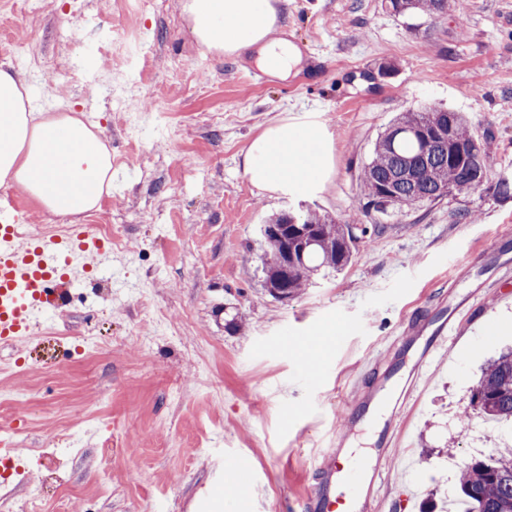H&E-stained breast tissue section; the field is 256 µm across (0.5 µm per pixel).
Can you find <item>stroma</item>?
<instances>
[{"label": "stroma", "mask_w": 512, "mask_h": 512, "mask_svg": "<svg viewBox=\"0 0 512 512\" xmlns=\"http://www.w3.org/2000/svg\"><path fill=\"white\" fill-rule=\"evenodd\" d=\"M183 2L146 0L128 17L122 0H87L75 21L69 0H0V66L25 76L36 111L74 112L112 143V190L80 221L123 235L112 264L70 288L65 313L0 349V426L25 427L29 473L7 479L0 512H27L35 488L42 512H300L309 462L343 429L364 367L399 362L415 309L477 292L481 312L432 365L383 463L382 512H441L465 463L512 443V420L485 441L468 430L482 420L470 404L481 368L512 345V200L489 188L512 173V0L438 15L283 0L289 40L327 63L312 87L300 65L269 80L234 70L196 42ZM126 23L140 45L94 60L90 44ZM440 105L490 144L488 186L362 213L378 135ZM285 118L323 125L332 167L270 194L250 184L245 154ZM302 205L358 215L369 232L348 267L280 302L263 288L259 226ZM79 336L94 353L76 354Z\"/></svg>", "instance_id": "stroma-1"}]
</instances>
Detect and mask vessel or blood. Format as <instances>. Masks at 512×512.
Instances as JSON below:
<instances>
[{
  "mask_svg": "<svg viewBox=\"0 0 512 512\" xmlns=\"http://www.w3.org/2000/svg\"><path fill=\"white\" fill-rule=\"evenodd\" d=\"M21 211L14 195L0 196V343L6 345L34 335L46 318L56 315L72 283L105 253L88 234L75 240L30 239L19 224ZM471 313L468 304L416 310L400 343L404 357L399 370L367 365L362 393L347 403L346 432L334 434L312 464L301 512H376L382 462L397 423L422 390L429 367L452 347ZM365 429L371 430L373 442L367 452L354 453L351 438ZM21 458L17 443L1 433L0 469L15 470Z\"/></svg>",
  "mask_w": 512,
  "mask_h": 512,
  "instance_id": "obj_1",
  "label": "vessel or blood"
}]
</instances>
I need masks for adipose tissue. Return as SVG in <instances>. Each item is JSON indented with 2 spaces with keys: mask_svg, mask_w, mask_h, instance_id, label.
Here are the masks:
<instances>
[{
  "mask_svg": "<svg viewBox=\"0 0 512 512\" xmlns=\"http://www.w3.org/2000/svg\"><path fill=\"white\" fill-rule=\"evenodd\" d=\"M195 40L216 55L257 52L258 65L274 64L286 74L300 58L288 40L274 34L272 0H185ZM319 123L281 120L249 145L245 173L267 192H287L325 177L327 159L317 146ZM37 199L46 213L80 217L99 208L112 187V156L79 118L43 117L32 108L22 74L0 68V185Z\"/></svg>",
  "mask_w": 512,
  "mask_h": 512,
  "instance_id": "ef3b65f1",
  "label": "adipose tissue"
}]
</instances>
